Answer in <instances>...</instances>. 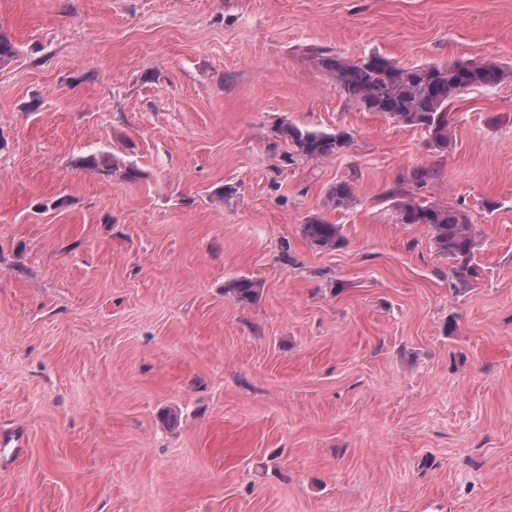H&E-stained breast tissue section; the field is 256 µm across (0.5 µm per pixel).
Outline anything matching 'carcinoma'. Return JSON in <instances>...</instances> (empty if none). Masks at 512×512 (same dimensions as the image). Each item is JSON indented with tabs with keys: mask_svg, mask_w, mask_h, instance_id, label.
<instances>
[{
	"mask_svg": "<svg viewBox=\"0 0 512 512\" xmlns=\"http://www.w3.org/2000/svg\"><path fill=\"white\" fill-rule=\"evenodd\" d=\"M314 60L348 103L419 129L426 134L429 150L439 156L448 152L451 102L466 91L492 87L512 78L511 66L486 59L405 66L380 55L354 60L318 51ZM274 137L270 149L276 154L280 142L288 144L289 151L282 160L289 164L345 155L352 147V136L347 132H326L292 123L278 126ZM389 195L401 197L397 203L400 223L423 224L431 229L436 249L451 262L453 276L463 280L475 276L477 228L464 213L434 201H420L400 187L390 190ZM355 199L354 183L340 180L329 189L327 205L336 210L347 209ZM302 233L320 249L334 250L344 242L341 225L318 217L307 219ZM225 293L241 305L252 303L258 295L257 285L245 277L230 282Z\"/></svg>",
	"mask_w": 512,
	"mask_h": 512,
	"instance_id": "1",
	"label": "carcinoma"
}]
</instances>
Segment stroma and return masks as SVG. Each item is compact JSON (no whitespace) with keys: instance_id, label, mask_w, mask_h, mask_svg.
I'll list each match as a JSON object with an SVG mask.
<instances>
[{"instance_id":"stroma-1","label":"stroma","mask_w":512,"mask_h":512,"mask_svg":"<svg viewBox=\"0 0 512 512\" xmlns=\"http://www.w3.org/2000/svg\"><path fill=\"white\" fill-rule=\"evenodd\" d=\"M0 33V512H512V78L440 157L311 59L512 66V0H0ZM288 122L354 146L282 166ZM399 183L477 225L476 279ZM356 199L354 183L348 180L336 181L328 191V206L342 210L349 208ZM302 233L311 244L320 249L335 250L344 242L341 225L331 224L318 217L307 219L302 224ZM225 293L231 294L232 299L241 305L250 304L257 298V285L248 278H237L225 288Z\"/></svg>"}]
</instances>
